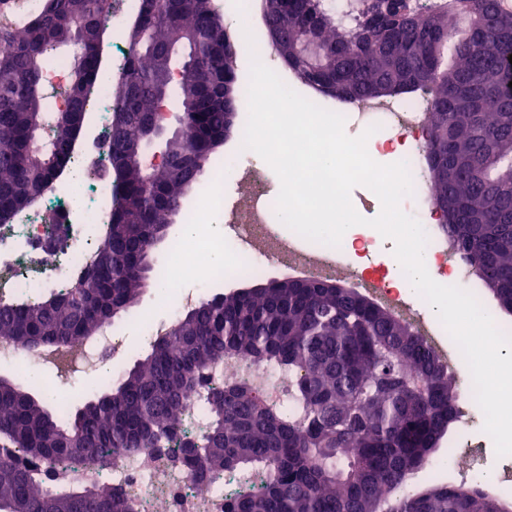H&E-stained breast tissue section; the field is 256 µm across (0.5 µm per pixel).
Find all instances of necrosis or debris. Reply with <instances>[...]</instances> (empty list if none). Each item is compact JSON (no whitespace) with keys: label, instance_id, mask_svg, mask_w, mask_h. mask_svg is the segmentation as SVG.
I'll return each mask as SVG.
<instances>
[{"label":"necrosis or debris","instance_id":"necrosis-or-debris-1","mask_svg":"<svg viewBox=\"0 0 512 512\" xmlns=\"http://www.w3.org/2000/svg\"><path fill=\"white\" fill-rule=\"evenodd\" d=\"M141 6L142 0H112V11L103 22L107 41L100 53L98 89L87 106L88 126L75 138L68 162L37 204L16 213L10 223L0 225L1 302L24 305L69 286L100 245L114 205L113 181L107 173L113 112L111 87L123 77L127 38ZM337 112L345 119L364 123L367 129L387 127L397 131L400 139L411 140V149L401 157L399 174L415 195H426L427 172L421 157L428 127L423 96L355 102L338 107ZM210 169L211 179L201 184L200 192L212 213L224 211V192L216 182L226 176L250 201L247 209L232 211L230 233L224 238L226 248L234 255L236 270L259 276L274 261L290 270L329 276L342 266L344 248L314 243L296 234L284 238L269 230L266 216L275 202L263 193L260 172L242 175L234 155L212 161ZM420 230V245L433 253L441 276L448 278L450 284L463 286L469 303L483 304L480 279L456 244L439 234L435 225L424 224ZM212 248L211 239H200L192 250L184 252L180 268H166L164 280L175 294L171 318H178L195 301V294L185 289L184 282L198 276L196 258ZM363 281L373 289L380 303L416 323L421 334L431 336L433 348H447L444 365L449 372L465 373L466 394H479L486 408L480 430L482 438L496 440L494 393L485 383L483 372L465 356L463 344L448 347L445 324L419 322L408 297L385 279L367 275ZM129 353L118 326L108 323L69 351L66 371H57L59 354L53 349L42 350L33 357L0 344V364L29 365L31 379L56 397L78 380L100 375L105 367L119 368ZM224 371L235 378L253 381L270 399L286 398L288 375L273 366L240 358L225 365ZM73 483L122 488L136 502L139 512H154L158 503L163 504L165 512H223L225 499L243 486L239 477L221 476L206 488H199L188 473L147 452L123 454L104 465L74 462L58 466L50 473V486Z\"/></svg>","mask_w":512,"mask_h":512}]
</instances>
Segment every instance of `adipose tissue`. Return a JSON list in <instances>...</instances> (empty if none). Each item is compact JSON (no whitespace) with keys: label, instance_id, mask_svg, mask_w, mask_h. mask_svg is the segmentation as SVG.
<instances>
[{"label":"adipose tissue","instance_id":"adipose-tissue-1","mask_svg":"<svg viewBox=\"0 0 512 512\" xmlns=\"http://www.w3.org/2000/svg\"><path fill=\"white\" fill-rule=\"evenodd\" d=\"M378 181L371 191L380 198L376 223L364 227L360 214L344 195L330 194L322 206L314 229L320 235L352 245L356 235L369 232L374 236H391L404 254L390 277L402 293L416 295L422 282L430 275L433 261L418 245L417 225L398 221L396 205L405 196V187L395 172L379 168ZM429 307L433 319H451L457 337L469 340L474 357L486 366L490 380L499 388L498 412L501 436H512V350L500 346L488 333L489 316L484 311H469L462 303V294L453 288H440L432 293Z\"/></svg>","mask_w":512,"mask_h":512}]
</instances>
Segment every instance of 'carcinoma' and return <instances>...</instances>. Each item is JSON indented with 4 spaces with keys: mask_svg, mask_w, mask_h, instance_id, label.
I'll list each match as a JSON object with an SVG mask.
<instances>
[{
    "mask_svg": "<svg viewBox=\"0 0 512 512\" xmlns=\"http://www.w3.org/2000/svg\"><path fill=\"white\" fill-rule=\"evenodd\" d=\"M138 17L143 40L129 50L112 89L109 166L115 205L103 242L64 291L24 306L0 303V336L17 348H62L134 306L151 244L146 226L172 223L224 141L240 126L244 92L217 0H150ZM409 0H371L336 15L329 0H268L269 24L302 22L345 53L310 72L288 34L275 47L284 66L316 93L373 98L379 87L406 96L428 90L425 165L429 192L453 239L499 307L512 313V11L498 0H448L412 10ZM111 0H40L23 28L0 18V225L55 179L81 127L62 129L48 111L43 72L52 53H71L65 108L83 113L95 92L102 24ZM189 130L165 145L172 162L129 165L131 146L161 105L184 112ZM250 291L217 295L181 314L170 336L117 386L108 382L77 409L0 376V512H138L113 486L48 487L40 466L104 463L151 449L200 484L226 471H255L258 493L224 512H508L480 486L434 481L388 492L423 469L451 423L458 395L448 369L420 336L357 297L319 282L247 277ZM248 357L290 375V410L246 380L215 378L226 360ZM205 401L209 423L181 426L187 389Z\"/></svg>",
    "mask_w": 512,
    "mask_h": 512,
    "instance_id": "1",
    "label": "carcinoma"
}]
</instances>
